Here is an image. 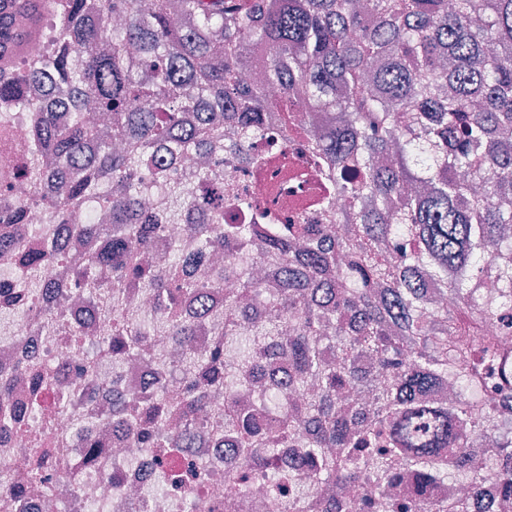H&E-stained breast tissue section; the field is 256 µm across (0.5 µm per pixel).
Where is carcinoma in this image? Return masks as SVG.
Listing matches in <instances>:
<instances>
[{
    "mask_svg": "<svg viewBox=\"0 0 512 512\" xmlns=\"http://www.w3.org/2000/svg\"><path fill=\"white\" fill-rule=\"evenodd\" d=\"M0 11V105L35 112L26 131L19 176L42 182L41 201L55 213L57 235L31 248L0 233V257L13 261L17 282L0 297L18 308L41 306L81 349L95 318L112 321V336L75 372L72 390L46 367L0 368V432L29 439L28 469L4 486L7 507L27 512V498L48 475L61 473L56 429L33 413L47 404L66 408L73 395H93L97 353L118 363L148 351L163 331L183 346L177 366L154 362L152 391L132 403L112 389L110 424L136 448H191L210 393L227 390L220 344L249 337L243 372L278 379L257 409L224 405V447L260 468L277 448L299 449L296 464L316 483L341 488L360 477L361 458L384 482L413 480L415 495L391 504L396 512H471L466 499L426 498L436 484L470 474L473 494L482 447L512 458V435L489 436L482 413L512 415V382L492 390L476 370L479 357L497 360L485 341L493 320L512 336V0H9ZM57 10L58 49L39 69L14 63L40 34L50 6ZM84 56L71 68L68 50ZM264 53L262 80H240L253 55ZM49 83L109 114L105 129L65 119L29 92ZM290 96L321 118L313 164L327 191L315 209L346 225L340 237L324 224L272 214L264 232L228 224L224 207L196 198L172 163L189 155L224 152L245 168L272 162L250 149L266 135ZM235 138L224 142V126ZM150 168L151 187L167 198L161 212L142 203L137 172ZM482 193L470 192V182ZM347 198L338 213L336 195ZM96 200L107 224L70 223ZM27 221V206L0 187V227ZM186 223L206 247L224 254H273L281 259L278 287L266 293L234 263L202 281L200 262L175 247L162 263L144 261L166 229ZM74 240H93L95 253L75 258ZM392 248L396 261L385 252ZM56 268L60 277L42 273ZM234 278V294L221 291ZM487 278L500 294L485 299ZM144 289L154 309L133 315L125 289ZM445 299L433 306L427 290ZM72 294L84 308L58 313ZM288 311V326L250 313L247 300ZM224 314V341L197 349L194 339L215 312ZM336 352V361L328 359ZM183 369L175 395L166 382ZM26 378V405L11 403L15 379ZM309 376L315 399L286 402ZM383 382L372 411L338 400L354 386ZM456 388L444 405L428 398L437 386ZM338 448L334 458L324 449ZM272 490L294 483L291 472L266 475ZM374 501L336 494L320 512H371ZM488 512H512V469L499 474Z\"/></svg>",
    "mask_w": 512,
    "mask_h": 512,
    "instance_id": "carcinoma-1",
    "label": "carcinoma"
}]
</instances>
